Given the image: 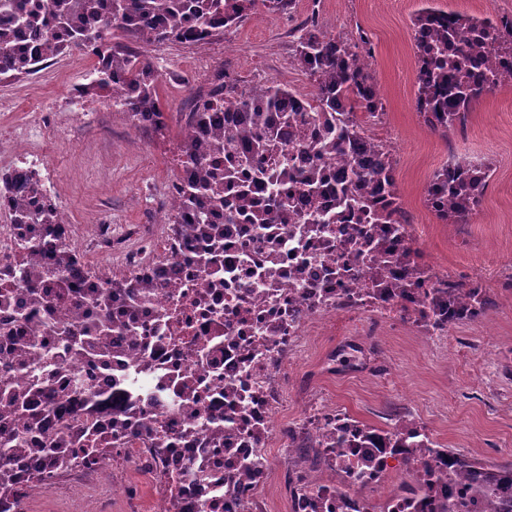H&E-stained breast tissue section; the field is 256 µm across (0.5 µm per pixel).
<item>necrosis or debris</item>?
I'll return each instance as SVG.
<instances>
[{"mask_svg":"<svg viewBox=\"0 0 512 512\" xmlns=\"http://www.w3.org/2000/svg\"><path fill=\"white\" fill-rule=\"evenodd\" d=\"M336 209L325 191L292 206L286 224H228L218 266L198 265L194 241L170 249L158 224H142L151 248L119 253L131 272L152 270L142 316L146 365L126 357L132 341L113 331L108 365L82 356L47 360L50 372L92 375L97 390L121 392L120 413L149 419L152 428L110 439V420L89 446L96 455L76 467L99 481L114 468L130 467L157 478L154 512H269L266 493L273 472L288 491V512H436L441 500L460 512H485L468 477L449 474L433 449V431L414 429L420 448L398 447L405 429H388V448H346L333 441L350 416L308 395L296 401L288 424H279L308 358L311 338L344 316L359 336L383 328L411 331L428 349L447 344L450 273L426 269L419 287L394 288L398 267L366 246L382 233L392 250L412 247L410 224L327 223ZM322 216L308 223L309 214ZM311 440L325 465L316 473L299 461L277 470L274 451Z\"/></svg>","mask_w":512,"mask_h":512,"instance_id":"necrosis-or-debris-1","label":"necrosis or debris"}]
</instances>
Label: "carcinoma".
I'll return each mask as SVG.
<instances>
[{"label": "carcinoma", "instance_id": "1", "mask_svg": "<svg viewBox=\"0 0 512 512\" xmlns=\"http://www.w3.org/2000/svg\"><path fill=\"white\" fill-rule=\"evenodd\" d=\"M294 0H0V79L17 78L37 70L42 62L66 50H87L97 58V78L86 90L112 94L135 121L148 117L154 127L166 126L159 105V75L151 63L126 44L112 41L109 31L124 33L135 42L153 45L165 41L200 44L229 32L259 13H284ZM438 12L425 9L414 21L416 56H426L430 68L418 74L416 100L431 111L420 116L445 132L464 120L457 111L466 93L482 91L480 80L462 76L461 62L448 52V26L436 24ZM464 48L476 51L505 45L506 37L484 32L477 40L460 39ZM297 64L314 78V95L301 114L288 107L292 90L270 84L227 95L222 83L193 104L181 144L184 174L175 186L171 239L219 241L224 225L236 224L248 215L251 224L288 223V184L296 183V165L288 158L286 141L301 124L314 138L317 153L330 159L343 154L347 141L361 143L342 170L327 176L308 168L299 181L302 194L315 195L326 186L336 193V204L355 207L373 224H398L401 206L393 176L394 159L383 145L366 134L360 115L367 118L383 111L380 89L365 56L343 37L325 33L312 22L301 29ZM490 166L468 165L457 173L444 167L429 182L428 207L434 198L445 207L434 210L443 222L466 224L477 210L489 179ZM10 200L11 222L22 227L19 251L23 260L0 269V278L21 286L25 303L47 313L69 301L86 304L89 313L78 327L56 329L53 343L41 336L42 328L29 327L30 335L18 336L14 323L0 324V335L15 341L10 358L25 363L38 348L58 346L68 354L101 353L103 339L119 328L136 333L142 289L152 287L147 276L114 275L104 287L87 283L101 279L74 249L60 243L61 226L67 223L55 197L43 188L33 169L0 175V197ZM130 298L125 308L112 305V295ZM469 298L487 310L496 305L481 284L471 286ZM78 380L56 383L48 375H36L26 389L13 386L0 375V506L8 507L29 478L53 482L73 458L83 451L80 437L91 428L82 417L109 411L120 397L116 393L90 392L72 396ZM27 421V430L9 429L7 418ZM371 428L356 425L353 432L336 439V448H362L372 441ZM440 456L453 467L470 470L481 492L486 512H512V462L488 464L443 449Z\"/></svg>", "mask_w": 512, "mask_h": 512}]
</instances>
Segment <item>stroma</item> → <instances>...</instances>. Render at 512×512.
<instances>
[{
    "mask_svg": "<svg viewBox=\"0 0 512 512\" xmlns=\"http://www.w3.org/2000/svg\"><path fill=\"white\" fill-rule=\"evenodd\" d=\"M428 7L478 16L491 8L511 10L512 0H296L290 13L252 16L205 44L137 46L161 76L159 100L167 114L166 128L147 133L135 131L109 93L70 97V86L95 77L94 56L74 50L46 60L28 77L0 81V153L18 156L19 129L35 136L53 130L29 164L84 235L85 261L117 274L121 267L99 250L95 229L150 223L164 203L162 187L175 178L193 97L207 93L219 75L237 91L275 83L310 93L313 81L294 59L297 29L313 18L323 31L350 39L370 54L384 115L365 130L394 156L414 250L434 270L491 285L497 304L484 323L451 328L458 348L482 364V382L401 333L374 337L366 350L353 351L352 328L340 317L329 335L316 338L300 369V389L375 427L389 426L409 408L443 447L502 462L512 446V87L485 95L465 127L430 132L414 105L413 21ZM452 154L491 167L482 202L465 224L441 223L426 203L433 173Z\"/></svg>",
    "mask_w": 512,
    "mask_h": 512,
    "instance_id": "stroma-1",
    "label": "stroma"
}]
</instances>
